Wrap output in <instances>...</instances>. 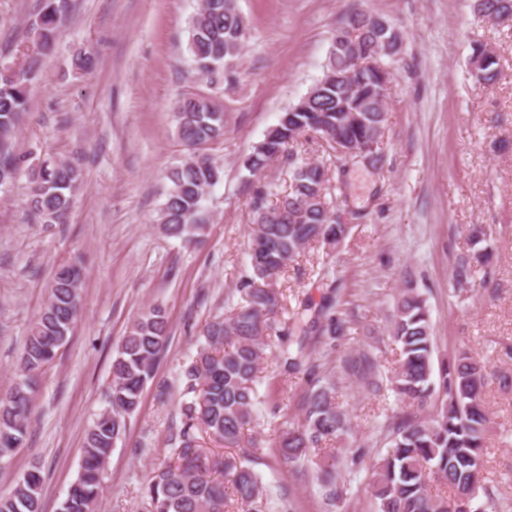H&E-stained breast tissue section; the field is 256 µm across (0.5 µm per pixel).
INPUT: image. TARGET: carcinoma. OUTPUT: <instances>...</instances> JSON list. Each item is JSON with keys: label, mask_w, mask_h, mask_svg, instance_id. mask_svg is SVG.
Returning a JSON list of instances; mask_svg holds the SVG:
<instances>
[{"label": "carcinoma", "mask_w": 512, "mask_h": 512, "mask_svg": "<svg viewBox=\"0 0 512 512\" xmlns=\"http://www.w3.org/2000/svg\"><path fill=\"white\" fill-rule=\"evenodd\" d=\"M66 0H45L41 14L32 23L36 44L49 45L55 38L56 19ZM394 27L377 32L360 22L347 32L354 48H332L323 75L297 103L288 106L272 128L245 158L244 167L254 174L272 161H293L291 192L273 207L264 206L268 191L254 195L256 217L271 214L273 223H256L248 242L249 270L238 282L244 304L228 314L217 315L200 331L199 350L183 369L184 392L180 424L168 435L171 459L153 470L142 487V512H264V487L246 454L213 457L199 442L205 432L226 448H237L257 404L258 372L269 347L264 336L268 321L276 314L278 293L272 282L312 244L337 245L348 227L332 219L327 201H309L311 186L330 192L325 166L294 160L292 146L305 133L320 136L331 150L332 141L357 139L362 133L382 137L385 112L381 109L382 83L364 66L376 54L379 42L393 36ZM249 24L236 0H205L192 17L186 52L193 71L203 78L216 74L224 88L238 80L236 63L250 38ZM472 56L482 61V83L494 84L499 76L494 51L483 45ZM41 70L33 55L25 69L0 71V187L13 182L22 158L14 140L28 106L29 84ZM178 134L190 156L167 173L170 186L160 209L159 224L170 237L192 242L202 236L207 224L203 202L222 180V165L197 149L224 137V112L212 100L189 96L174 104ZM79 171L68 163L44 162L33 172L28 198L30 219L38 224H63L69 214ZM484 233L471 230V256L453 268L452 280L464 284L476 268L487 265L492 253L480 246ZM82 268L76 263L58 266L48 285L45 307L26 338L20 361L23 379L0 396V462L24 446L32 412L33 383L51 364L65 343L81 305ZM344 327L334 314H323L304 324V336L296 354L286 344L276 357L279 374L288 375L306 365L309 375L319 365L305 352L304 341L312 338L318 354L328 357ZM392 338L399 348L397 368L390 383L402 401L424 411L394 429L391 445L371 472L369 488L377 501L376 512H508L487 476L486 439L489 415L484 392L495 372L462 352L448 360L433 380L434 336L430 310L423 296L405 290L397 299ZM168 344L165 310L153 304L137 318L123 336L112 361L110 408L102 412L85 436L81 469L70 485L61 512H98L103 478L112 448L125 436L126 418L142 401L148 382L154 380ZM303 420L282 431L273 444L280 463L296 464L310 450L324 452L320 480L325 488V512L336 507V475L330 472L335 459L327 453L347 426V418L328 382L313 383L302 406ZM448 487L452 496L432 493L431 483ZM43 477L39 467L28 469L13 489L0 494V512H41Z\"/></svg>", "instance_id": "obj_1"}]
</instances>
